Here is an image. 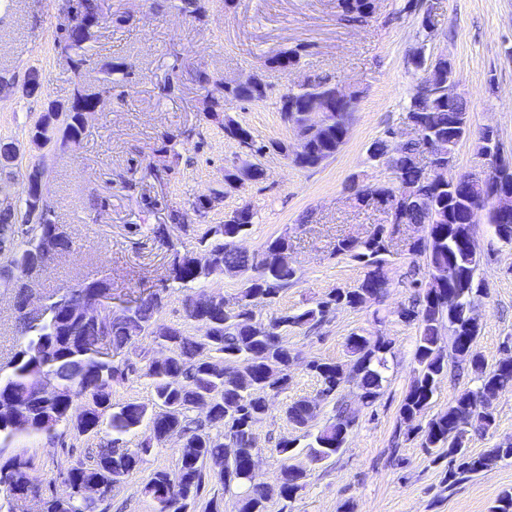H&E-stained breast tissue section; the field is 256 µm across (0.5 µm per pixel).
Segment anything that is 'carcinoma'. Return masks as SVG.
Segmentation results:
<instances>
[{"label":"carcinoma","mask_w":512,"mask_h":512,"mask_svg":"<svg viewBox=\"0 0 512 512\" xmlns=\"http://www.w3.org/2000/svg\"><path fill=\"white\" fill-rule=\"evenodd\" d=\"M208 0H179L177 8L201 20L208 12ZM342 19L362 24L370 18V0H339ZM68 25L63 29L62 43L73 53L70 62L80 69L88 62L86 52L96 33L108 21L101 0H75L66 4ZM301 51L291 48L268 60V64L287 69L300 64ZM196 82L207 89L206 118L224 129V136L239 144L247 141L255 153L263 150L284 154L303 168H315L333 158L345 143L353 109L336 102L329 120L320 132L310 137L301 127V112H286L279 104L282 121L294 131L295 144H265L254 140L249 129L232 119L221 117L224 105L232 101H259L266 97V84L252 88L228 90L224 82L205 70L196 72ZM108 84L88 85L77 90L70 106L61 112H48L34 125L32 132L52 141L51 133L60 135L61 144L80 142L83 113L93 109ZM406 111L429 113L423 135L393 148L386 136L377 138L369 148L373 160H382L393 174L387 185L366 184L351 188L352 199L369 205L371 196L391 205L390 219L403 218L405 224L427 225V236L416 241L411 251L420 262L414 267L421 277L412 280L415 294L408 303L394 311L405 323L416 325L418 340L415 350L417 368L399 412L407 425L404 435L420 438L421 447L439 449L448 458L446 486L451 488L488 470L504 459L512 458V442H502L481 453L467 448V437L459 430L463 416L470 418L472 428L485 432L495 423L493 409L484 402L483 391L501 396L512 393V363L504 359L487 369L473 343L480 327L470 323L465 310L477 292L476 275L481 254L474 243L475 226L488 224L497 228L503 217L486 198L490 182L479 179L459 185L452 182L423 185L424 173L413 162L420 155L423 142L440 138L446 143L448 158L455 160L457 146L470 136L467 102L456 92L451 98L441 96L435 84L426 91L412 90ZM34 204L29 192H23L21 204L0 205V237L11 242V248L0 254V281L8 287L32 270L46 266L72 250L67 228L51 217L32 223ZM242 224H208L204 230L188 223L186 215L174 211L169 220L192 234L198 249L208 254L214 265H224L244 276L239 299L243 305L235 312L224 311V297L203 310L189 309L185 297V314L199 326L217 323V334L191 335L179 326H170L166 334L153 339L150 351H136L135 341L156 325V315L164 306L168 288H160L133 301L130 317L119 313L112 321L108 343L114 359L100 357L103 337L94 323L74 315L84 304L85 295L94 288H109L106 277L81 285L63 287L47 296L46 313L38 321H29L20 313L25 307L24 289L14 288V308L18 316L14 325L19 336L18 349L0 368V402L18 401L22 414L18 418H0V512H9L8 500L21 494L36 500L41 512H104L100 509L112 498L108 492L98 499L78 495L80 484L104 472H120L126 478L136 471L150 453L162 416L179 428L185 436L178 467L175 471H156L144 486V492L157 503V512H191L202 497L205 484L213 482L236 500L237 512H266L269 493L252 487L242 477L255 454V431L264 421L268 396L288 387L299 353L288 346V328L313 330L321 327L339 307H360L368 297L377 300L390 285L387 273L389 249L383 231L359 242L351 237L336 241L335 252L363 263L364 277L350 288H337L326 298L296 313L283 312L263 322L256 318L255 308L271 304L280 293L298 281V270L280 260L290 249V237L283 233L268 241L257 252L243 251L237 239L247 233L254 212L240 208ZM208 275L193 265L188 253L172 250L167 268V282L181 288L205 281ZM71 293L72 306L63 301ZM448 330V340L442 331ZM348 364L311 360L308 369L320 383L322 396L334 401V416L318 429L309 414L308 400L288 404V423L306 429L307 444L313 461L326 460L344 447L349 433L357 426L360 409L344 399L336 398L346 385H353L363 396L361 405L372 406L381 394L388 370L387 355L391 343L359 334L349 336ZM459 371L474 375L478 385L460 392L448 410L420 423V417L433 398L440 379L448 373V363ZM55 379L58 391L51 398L31 396L39 378ZM146 377L152 389V402L127 401L112 403V388L133 378ZM206 393L214 397L216 407L211 420L203 423L192 416L196 398ZM146 427L148 435L135 448L121 446L123 437ZM77 436H100L94 463L78 460L59 468L49 478L35 475L31 458L15 451L14 442L22 435L62 439L60 429ZM295 442L281 440L273 452L279 457V494L290 502L303 488L306 471L293 463Z\"/></svg>","instance_id":"obj_1"}]
</instances>
